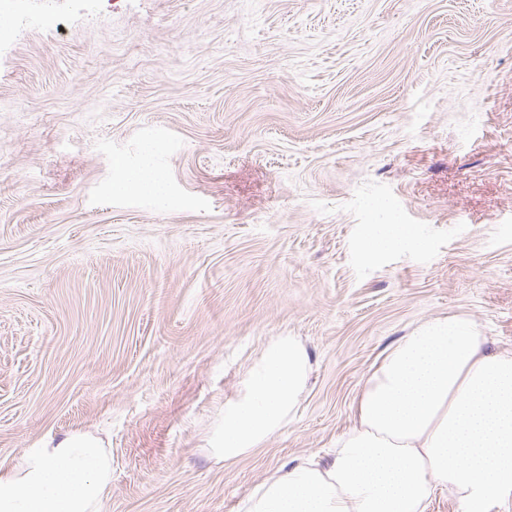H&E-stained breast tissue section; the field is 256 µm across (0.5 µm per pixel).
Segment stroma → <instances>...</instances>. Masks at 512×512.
I'll use <instances>...</instances> for the list:
<instances>
[{"label": "stroma", "instance_id": "stroma-1", "mask_svg": "<svg viewBox=\"0 0 512 512\" xmlns=\"http://www.w3.org/2000/svg\"><path fill=\"white\" fill-rule=\"evenodd\" d=\"M10 27L0 472L84 432L103 512H236L417 324L512 351V0H27ZM117 159L166 195L115 192ZM381 207L424 245L367 254ZM280 336L311 358L296 414L212 457Z\"/></svg>", "mask_w": 512, "mask_h": 512}]
</instances>
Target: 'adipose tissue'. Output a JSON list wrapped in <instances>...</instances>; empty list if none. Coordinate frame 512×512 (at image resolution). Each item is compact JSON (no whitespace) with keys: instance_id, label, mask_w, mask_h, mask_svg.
Returning <instances> with one entry per match:
<instances>
[{"instance_id":"ef3b65f1","label":"adipose tissue","mask_w":512,"mask_h":512,"mask_svg":"<svg viewBox=\"0 0 512 512\" xmlns=\"http://www.w3.org/2000/svg\"><path fill=\"white\" fill-rule=\"evenodd\" d=\"M116 191L164 195L163 174L115 162ZM413 224L369 225L364 246L378 254L422 243ZM294 336L272 342L246 391L225 408L210 451L238 459L281 431L311 375ZM351 428L329 458L309 455L276 468L238 512H425L447 488L460 512H512V352L491 349L468 317L418 324L388 347L355 402ZM112 454L88 433H69L25 451L0 473V512H102Z\"/></svg>"}]
</instances>
